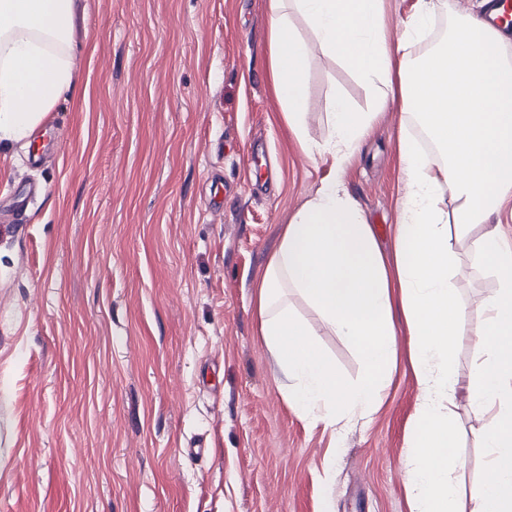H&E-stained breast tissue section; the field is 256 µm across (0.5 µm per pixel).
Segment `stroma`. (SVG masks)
Returning <instances> with one entry per match:
<instances>
[{"label":"stroma","instance_id":"35a3bbf8","mask_svg":"<svg viewBox=\"0 0 512 512\" xmlns=\"http://www.w3.org/2000/svg\"><path fill=\"white\" fill-rule=\"evenodd\" d=\"M73 65L33 143L0 155V512H412L404 458L420 387L392 286L397 360L381 403L329 429L288 399L256 285L329 176L273 93L265 0H77ZM307 129L331 95L374 92L314 54ZM377 113L343 172L385 259L405 192L401 133ZM462 230L461 302L497 286ZM319 342L346 383L363 362ZM462 492L485 455L455 410Z\"/></svg>","mask_w":512,"mask_h":512}]
</instances>
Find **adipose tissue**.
I'll use <instances>...</instances> for the list:
<instances>
[{
  "instance_id": "1",
  "label": "adipose tissue",
  "mask_w": 512,
  "mask_h": 512,
  "mask_svg": "<svg viewBox=\"0 0 512 512\" xmlns=\"http://www.w3.org/2000/svg\"><path fill=\"white\" fill-rule=\"evenodd\" d=\"M270 68L288 125L310 153L331 159L329 177L286 224L257 285L261 333L292 381L288 398L312 424L336 427L371 412L396 363L397 329L390 285L398 283L412 363L420 385L416 427L406 457V491L415 512H460L451 416L465 393L485 450V476L470 493V512H512V245L494 225L512 199V45L472 13H453L437 48L419 57L408 42L432 27L441 0H416L402 40L385 35L383 0H266ZM308 25L302 40L290 15ZM75 0H0V151L30 139L55 104L84 97L71 58ZM339 60L377 93L374 111L331 102V135L307 139V74L313 53ZM412 116L435 145L429 157L401 135L407 191L395 228V262L387 264L364 211L342 173L376 112ZM456 209H449V202ZM482 226L472 241L478 261L498 278L475 305V330L455 279L457 241L449 224ZM296 293L313 308L309 324L288 303ZM344 336L365 371L340 384L318 343L317 327ZM479 357L460 378L452 359L461 344Z\"/></svg>"
}]
</instances>
